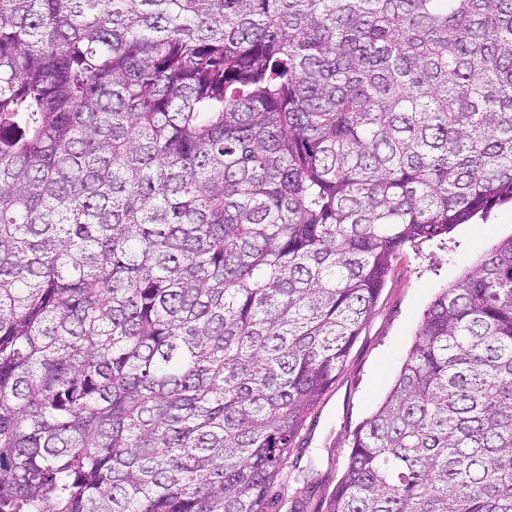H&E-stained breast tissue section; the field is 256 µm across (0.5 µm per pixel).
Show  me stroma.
<instances>
[{
  "instance_id": "stroma-1",
  "label": "stroma",
  "mask_w": 512,
  "mask_h": 512,
  "mask_svg": "<svg viewBox=\"0 0 512 512\" xmlns=\"http://www.w3.org/2000/svg\"><path fill=\"white\" fill-rule=\"evenodd\" d=\"M511 235L509 203L495 207L486 219L458 225L447 245L425 242L405 248L394 260L345 364L308 415L284 464V477L271 484L268 512H326L353 434L393 386L428 306L476 265L492 243Z\"/></svg>"
}]
</instances>
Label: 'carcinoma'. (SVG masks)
<instances>
[{"instance_id": "obj_1", "label": "carcinoma", "mask_w": 512, "mask_h": 512, "mask_svg": "<svg viewBox=\"0 0 512 512\" xmlns=\"http://www.w3.org/2000/svg\"><path fill=\"white\" fill-rule=\"evenodd\" d=\"M512 202V0H0V512H266L408 243ZM327 512H512V235Z\"/></svg>"}]
</instances>
